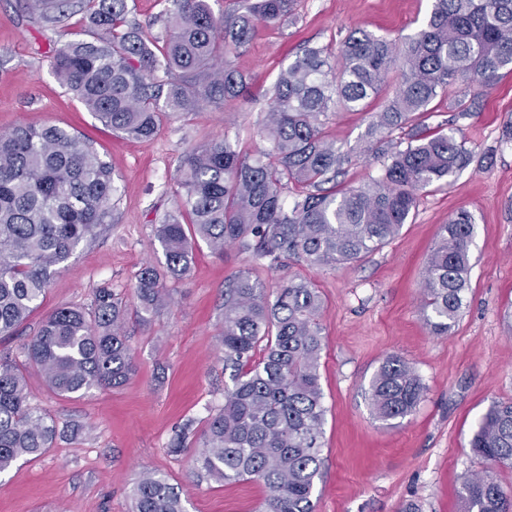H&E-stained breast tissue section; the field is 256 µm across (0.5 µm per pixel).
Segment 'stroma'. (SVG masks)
Here are the masks:
<instances>
[{
    "label": "stroma",
    "mask_w": 512,
    "mask_h": 512,
    "mask_svg": "<svg viewBox=\"0 0 512 512\" xmlns=\"http://www.w3.org/2000/svg\"><path fill=\"white\" fill-rule=\"evenodd\" d=\"M430 7V0H300L295 23L259 27L247 50L231 58L248 77L252 102L162 115L156 136L139 141L113 134L51 71L53 47L88 35L85 0H70L54 22L28 10L24 0H0V134L20 125L67 128L92 141L118 186L114 222L98 227L62 265L40 307L14 336L0 340V352L21 359L24 339L48 314L90 309L96 288L133 297L141 269L164 263L154 226L176 205L183 155L227 133L238 136L247 153L266 149L257 134L265 94L301 47L337 52L357 28L411 36ZM476 90L479 108L461 114L457 99ZM386 101L382 95L366 110L331 113L323 130L343 148L353 147ZM511 120L512 73L485 88L460 80L450 97L434 101L423 122L459 128L473 161L447 185L421 194L412 219L383 248L333 269L286 260L254 267L267 290L303 278L323 302L326 421L315 512H404L410 505L419 512H460L464 480L482 469L469 447L472 431L492 402L512 401V142L502 141ZM460 210L475 222L470 288L455 326L438 336L424 320V274L441 225ZM250 266L235 248L218 255L197 247L191 275L165 279L164 304L145 318L128 317L137 371L120 387L61 398L26 368L31 404L75 433L0 474V512H133L131 490L147 470L181 488L188 512H258L262 483L199 479L192 453L168 450L178 427L190 420L203 430L224 403V282ZM391 354L416 369L426 395L415 413L388 425L374 417L368 389Z\"/></svg>",
    "instance_id": "1"
}]
</instances>
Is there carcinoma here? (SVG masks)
<instances>
[{"label":"carcinoma","mask_w":512,"mask_h":512,"mask_svg":"<svg viewBox=\"0 0 512 512\" xmlns=\"http://www.w3.org/2000/svg\"><path fill=\"white\" fill-rule=\"evenodd\" d=\"M68 0H26L51 17ZM91 39L53 50L52 73L105 126L133 139L157 132L160 115L187 114L210 103L230 109L247 81L227 56L247 48L261 25L287 20L297 0H230L220 16L209 0H167L168 38L160 52L128 19V0H86ZM335 67L322 47L307 46L267 93L259 130L267 152L250 155L229 135L193 148L179 167L181 192L173 212L155 227L163 271L140 273L141 312L164 300L161 278H187L193 242L216 253L234 246L256 265L282 259L336 268L382 248L416 209L418 193L440 184L473 160L457 130L424 131L432 111L464 77L493 82L512 72V0H433L421 28L403 44L364 29L341 42ZM163 76H157V72ZM398 75L394 96L372 116L363 143L347 151L322 130L330 110L361 111ZM405 137L392 138L399 129ZM381 161L382 173L358 187L325 189L352 155ZM301 186L292 198L288 184ZM118 187L92 145L69 130L20 126L0 134V337L12 336L43 299L59 266L112 223ZM474 221L459 211L442 225L424 281V318L446 334L465 306ZM322 300L309 281L290 278L275 296L239 272L224 287L219 336L231 385L224 405L198 438L197 475L216 481L256 479L266 497L260 512H314L321 478L326 408L320 382ZM126 303L113 289H96L92 311L60 308L22 345L48 389L70 397L118 387L135 373L124 330ZM426 387L414 368L389 355L369 385L377 419L413 414ZM193 421L169 448L189 447ZM67 429L30 403L17 364L0 358V473L35 459ZM487 467L467 478L462 512H512V486L495 469L512 468V402H494L470 440ZM134 512H187L177 487L145 471L133 489Z\"/></svg>","instance_id":"carcinoma-1"}]
</instances>
